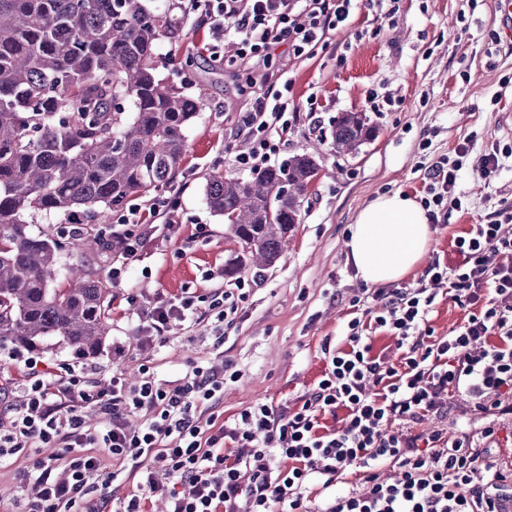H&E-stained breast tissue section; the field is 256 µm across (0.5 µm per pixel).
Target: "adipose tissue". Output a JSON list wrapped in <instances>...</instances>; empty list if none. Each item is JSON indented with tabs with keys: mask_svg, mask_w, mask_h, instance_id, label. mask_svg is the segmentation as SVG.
I'll return each mask as SVG.
<instances>
[{
	"mask_svg": "<svg viewBox=\"0 0 512 512\" xmlns=\"http://www.w3.org/2000/svg\"><path fill=\"white\" fill-rule=\"evenodd\" d=\"M429 218L412 196H378L358 212L345 248L358 278L382 287L410 275L431 249Z\"/></svg>",
	"mask_w": 512,
	"mask_h": 512,
	"instance_id": "adipose-tissue-1",
	"label": "adipose tissue"
}]
</instances>
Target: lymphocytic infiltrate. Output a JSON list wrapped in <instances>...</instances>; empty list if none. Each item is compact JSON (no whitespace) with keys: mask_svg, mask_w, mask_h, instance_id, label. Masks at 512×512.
I'll return each mask as SVG.
<instances>
[{"mask_svg":"<svg viewBox=\"0 0 512 512\" xmlns=\"http://www.w3.org/2000/svg\"><path fill=\"white\" fill-rule=\"evenodd\" d=\"M354 0H191L211 25V53L233 35L240 59L269 61L273 44L295 55L323 42L344 22ZM288 110L287 90L254 94L240 127L249 152L243 169L267 162L278 150L269 133ZM499 167L498 150L471 157L458 144L454 159L433 166L434 205L459 202L464 165ZM178 197L151 199L113 225L135 254L145 239L146 216L178 209ZM460 260H433L412 287L380 292L375 316L346 324L345 347L323 343L326 368L316 386L291 406L257 404L230 420L214 410L224 398V370L192 364L169 389L149 367L131 384L113 377L100 388L90 368L26 359L23 369L0 374V470L25 460L24 479L37 493L16 512H150L164 498L167 512H497L512 489L504 469L490 462L493 448L512 443L499 417L512 415V209L495 222L475 224L453 240ZM465 309L448 335H435L429 315L436 286ZM197 295L159 301L142 320L163 335L171 319L192 318ZM388 333L400 356L375 355L374 332ZM466 401L485 424L478 434L448 436L415 424L444 417ZM98 422L89 425L86 405ZM139 415L140 425L129 416ZM340 415L341 427L323 418ZM392 474H383V466ZM360 489L337 492L347 475Z\"/></svg>","mask_w":512,"mask_h":512,"instance_id":"1","label":"lymphocytic infiltrate"}]
</instances>
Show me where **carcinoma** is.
I'll list each match as a JSON object with an SVG mask.
<instances>
[{
	"mask_svg": "<svg viewBox=\"0 0 512 512\" xmlns=\"http://www.w3.org/2000/svg\"><path fill=\"white\" fill-rule=\"evenodd\" d=\"M184 27L171 0H0V348L61 336L95 358L112 330V282L97 261L122 242L103 217L168 186L199 99L158 70ZM364 112L330 132L338 152L371 140ZM318 164L295 155L246 177L216 172L205 200L243 245L229 275L281 257ZM84 216L87 227L38 216Z\"/></svg>",
	"mask_w": 512,
	"mask_h": 512,
	"instance_id": "cac0c4a2",
	"label": "carcinoma"
}]
</instances>
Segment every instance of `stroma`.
Segmentation results:
<instances>
[{
	"mask_svg": "<svg viewBox=\"0 0 512 512\" xmlns=\"http://www.w3.org/2000/svg\"><path fill=\"white\" fill-rule=\"evenodd\" d=\"M327 47L297 57L275 51L272 69L290 81L285 132H271L278 151L272 165L315 154L316 180L281 260L262 271L227 276L242 247L223 217L208 208L204 183L216 170L237 174V154L250 143L233 137L254 92L266 91L255 61L234 67L211 59L209 24L186 10L179 42L163 43L159 71L201 97L203 109L185 131L186 153L161 196H178L177 212L155 218L151 242L135 256L101 259L104 274L122 267L112 288V332L91 364L100 381L138 380L149 366L157 384L170 387L192 362L231 364L219 410L231 418L258 404H293L325 369L321 347L339 339L351 298L363 286L344 241L359 209L397 190L423 198L426 170L470 139L473 155L493 142L512 145L498 128L512 112V39L495 0H361L348 20L329 31ZM343 112H363L376 129L351 154H337L330 131ZM462 206L439 211L432 222L434 257H453V239L474 224L512 207V157L488 176L464 167L458 176ZM243 290L236 320L216 344L214 320L172 322L165 339L151 337L142 309L190 290L200 294Z\"/></svg>",
	"mask_w": 512,
	"mask_h": 512,
	"instance_id": "stroma-1",
	"label": "stroma"
}]
</instances>
